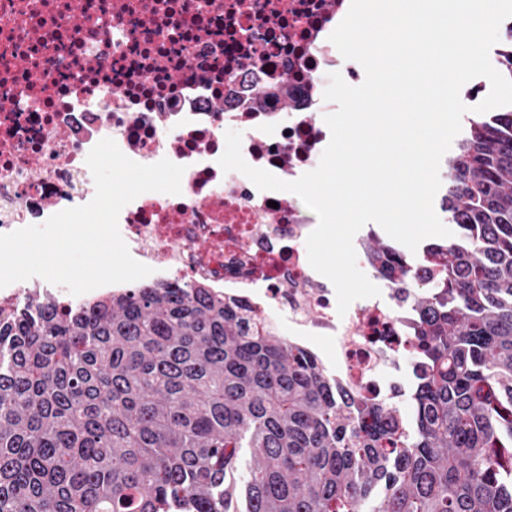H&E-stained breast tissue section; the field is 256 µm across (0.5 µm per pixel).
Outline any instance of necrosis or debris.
<instances>
[{
    "label": "necrosis or debris",
    "mask_w": 512,
    "mask_h": 512,
    "mask_svg": "<svg viewBox=\"0 0 512 512\" xmlns=\"http://www.w3.org/2000/svg\"><path fill=\"white\" fill-rule=\"evenodd\" d=\"M350 3L0 0V234L89 203L86 160L102 139L141 164L169 159L185 168L180 194L143 193L118 219L149 282L192 284L260 314L348 390L400 387L413 302L369 266L380 296L338 314L332 283L308 261L311 210L218 163L232 129L253 167L285 181L315 168L336 109L322 81L358 77L330 40ZM33 294L86 301L33 277L0 288V314Z\"/></svg>",
    "instance_id": "obj_1"
}]
</instances>
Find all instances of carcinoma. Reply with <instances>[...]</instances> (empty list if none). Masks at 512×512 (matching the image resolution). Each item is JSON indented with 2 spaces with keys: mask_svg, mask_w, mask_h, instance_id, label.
<instances>
[{
  "mask_svg": "<svg viewBox=\"0 0 512 512\" xmlns=\"http://www.w3.org/2000/svg\"><path fill=\"white\" fill-rule=\"evenodd\" d=\"M443 209L458 237L418 257L365 246L417 312L406 406L204 288L29 298L0 319V512H512V107L469 119Z\"/></svg>",
  "mask_w": 512,
  "mask_h": 512,
  "instance_id": "carcinoma-1",
  "label": "carcinoma"
}]
</instances>
